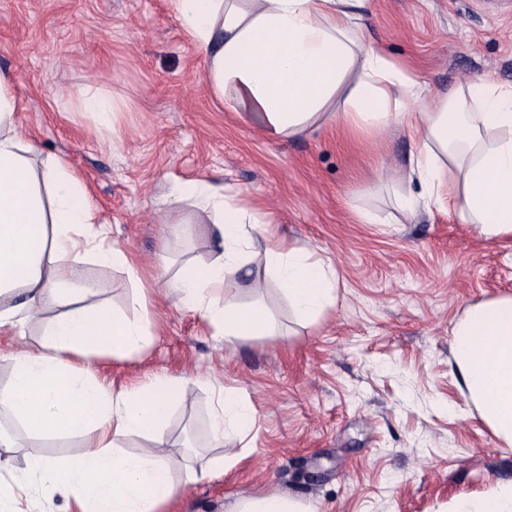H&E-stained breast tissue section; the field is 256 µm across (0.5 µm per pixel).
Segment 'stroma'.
<instances>
[{"label":"stroma","instance_id":"stroma-1","mask_svg":"<svg viewBox=\"0 0 512 512\" xmlns=\"http://www.w3.org/2000/svg\"><path fill=\"white\" fill-rule=\"evenodd\" d=\"M365 34L412 64L430 89L512 84V0H371ZM205 63L170 0H0V72L41 156L61 155L89 185L112 240L150 278L205 263L214 245L175 184L242 189L271 229L330 258L336 300L296 325L275 285L262 296L272 336L215 338L203 314L159 299L154 345L103 357L119 390L165 375L181 384L167 434L173 474L221 456L209 423L214 391L236 390L257 416L244 458L188 484L170 512H227L244 486L300 498L312 512H455L512 480V452L468 405L450 370V332L472 305L512 294V240L488 241L446 213L360 224L355 208L395 214L410 138L390 128L348 136L324 127L270 142L207 89ZM114 102L111 127L77 97ZM180 224L181 238L163 227ZM111 308L134 314L119 267L84 268Z\"/></svg>","mask_w":512,"mask_h":512}]
</instances>
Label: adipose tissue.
<instances>
[{
  "label": "adipose tissue",
  "instance_id": "obj_1",
  "mask_svg": "<svg viewBox=\"0 0 512 512\" xmlns=\"http://www.w3.org/2000/svg\"><path fill=\"white\" fill-rule=\"evenodd\" d=\"M206 62L205 80L229 112L259 121L266 138L295 137L327 125L350 134L398 124L414 139L400 194L403 216L437 206L488 240L512 239V85L470 82L446 92L424 90L415 72L384 49L364 45L369 0H171ZM0 73V334L19 339L12 372L0 386V414L13 418L29 444L75 439L62 459L32 458L15 470L0 458V512H161L181 487L162 454L178 383L158 376L119 391L100 379L96 359L139 355L153 342L160 289L180 307L205 312L227 339L271 336L276 322L261 299L219 303L228 278L263 266L304 325L336 299V268L314 250L268 233L265 214L230 185L196 180L175 185L195 199L210 225L215 258L171 278L138 284V314L127 317L97 298L84 277L89 262L136 275L137 264L113 246L91 191L53 156L33 159ZM263 248L254 251V238ZM42 324L38 347L24 327ZM452 373L464 396L512 451V295L471 306L451 330ZM257 423L252 406L219 388L210 425L219 446L244 443ZM144 438L139 452L124 441ZM229 512H311L295 496L239 490Z\"/></svg>",
  "mask_w": 512,
  "mask_h": 512
}]
</instances>
